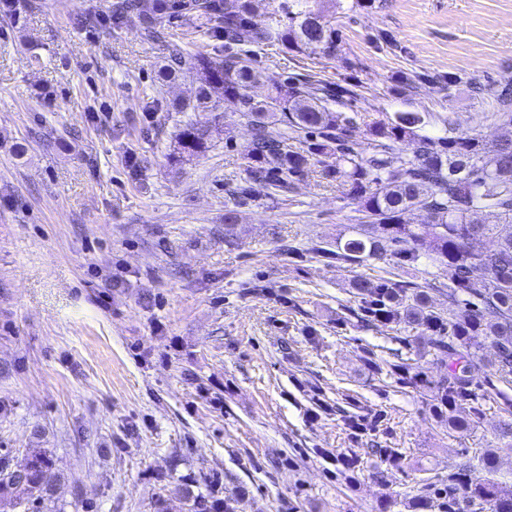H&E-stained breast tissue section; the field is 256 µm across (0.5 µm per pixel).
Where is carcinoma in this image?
<instances>
[{"label":"carcinoma","mask_w":512,"mask_h":512,"mask_svg":"<svg viewBox=\"0 0 512 512\" xmlns=\"http://www.w3.org/2000/svg\"><path fill=\"white\" fill-rule=\"evenodd\" d=\"M253 0H122L113 23L136 20L143 35L163 37L168 22L181 16L193 23H216L223 38L236 44L278 42L304 56L336 52L338 33L317 5L323 0H267L268 16L253 23ZM174 81L190 74L198 84L195 100L180 111L212 112L213 118L191 122L180 131L172 159L189 161L206 151L223 116L211 104V90L220 88L224 101L252 129L243 160L249 185L237 195L247 200L269 188H291L304 175L309 161L325 157L336 145L334 161L324 165L325 177L346 187L348 196L364 213L353 226L354 236L336 242V249L319 248L338 261L361 265L390 256L413 263L432 258L448 279V317H442L420 286L393 279L374 281L359 276L352 288L361 296L368 323L396 322L426 331L424 348L448 363V377L431 384L406 360L377 373L399 375L414 388L433 392L432 410L463 435L472 417L489 401L503 400L506 392L483 389L493 376L512 384V135L491 144L478 135L457 132L442 119L446 136L421 133L426 118L419 112H388L374 121L369 133L374 152L367 154L351 140L356 118L339 110L350 90L338 83L313 86L300 79L277 80L256 69L238 52L222 55L191 54L172 44L161 68ZM297 139L300 146L289 141ZM413 140L411 157L400 144ZM413 211L426 214L423 224H409ZM491 211L498 224H483L473 215ZM495 244L485 247L487 240ZM483 336L493 355L477 357L471 340ZM54 463L42 448L33 449L23 464L12 467L0 460V512L23 508L34 512L38 501L52 491ZM189 512H224V502L213 494L187 488ZM419 508L437 506L443 512H512V488L475 473L471 460L460 463L440 486L424 483L415 497Z\"/></svg>","instance_id":"cac0c4a2"}]
</instances>
